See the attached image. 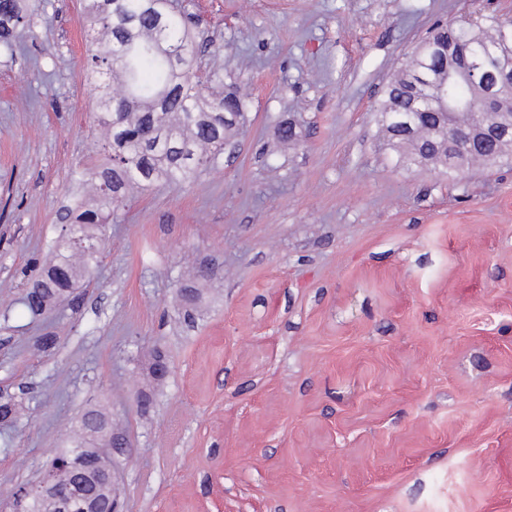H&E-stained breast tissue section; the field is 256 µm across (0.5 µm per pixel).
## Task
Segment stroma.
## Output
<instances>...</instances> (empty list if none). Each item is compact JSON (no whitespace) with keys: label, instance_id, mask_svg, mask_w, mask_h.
<instances>
[{"label":"stroma","instance_id":"35a3bbf8","mask_svg":"<svg viewBox=\"0 0 512 512\" xmlns=\"http://www.w3.org/2000/svg\"><path fill=\"white\" fill-rule=\"evenodd\" d=\"M172 5L244 96L235 152L133 192L38 317L19 298L99 136L83 0L0 54V512L90 408L126 441L119 512H512V161L397 165L377 112L436 25L512 0Z\"/></svg>","mask_w":512,"mask_h":512}]
</instances>
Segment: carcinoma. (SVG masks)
<instances>
[{
  "instance_id": "obj_1",
  "label": "carcinoma",
  "mask_w": 512,
  "mask_h": 512,
  "mask_svg": "<svg viewBox=\"0 0 512 512\" xmlns=\"http://www.w3.org/2000/svg\"><path fill=\"white\" fill-rule=\"evenodd\" d=\"M51 0H0V48L13 50L18 25H31L35 12ZM86 9L101 37L91 40L87 77L98 95L99 111L93 122L105 131L106 154L92 157L75 175L79 184L95 190L93 203H79L63 212L65 225L52 258L36 276L37 291L21 297L27 311L39 316L69 295V289L91 276L100 263L104 239L98 228L112 217L134 190H146L160 181L188 182L224 153V141L239 131L244 98L234 88L213 92L197 75V52L182 15L169 0H87ZM455 61L448 77V111L457 123H481L497 128L512 119V103L504 111L486 114L474 101L478 58H512V28L494 14L478 18L473 27L443 28L423 40L408 62L387 82L378 112L387 145L399 154L398 162L413 165L435 158L433 143L441 116L406 121L424 112L422 101L433 97L430 80L443 56ZM512 147V134L498 135L479 145L467 163L494 164ZM465 163V164H467ZM465 164H448L459 171ZM86 248L75 252L71 235ZM86 411L68 447L57 456L77 457L76 449L95 444L112 420Z\"/></svg>"
}]
</instances>
